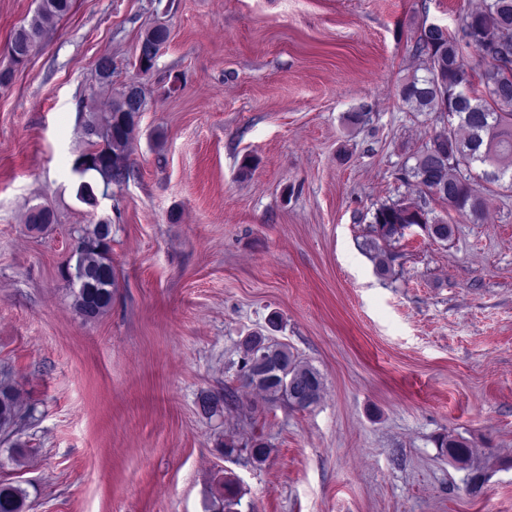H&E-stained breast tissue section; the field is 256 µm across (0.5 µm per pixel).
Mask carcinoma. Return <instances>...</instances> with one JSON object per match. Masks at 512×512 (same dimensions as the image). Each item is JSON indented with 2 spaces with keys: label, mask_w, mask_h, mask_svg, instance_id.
<instances>
[{
  "label": "carcinoma",
  "mask_w": 512,
  "mask_h": 512,
  "mask_svg": "<svg viewBox=\"0 0 512 512\" xmlns=\"http://www.w3.org/2000/svg\"><path fill=\"white\" fill-rule=\"evenodd\" d=\"M72 0H38L31 19L14 30L7 42L13 67L0 71L14 79L15 68L28 61L30 42L44 45L46 29L64 18ZM462 36H455L440 25L420 29L414 54L424 58L426 75L413 76L401 86L400 98L415 112H437L448 116V125L436 131L415 154L409 168L421 192L448 203L460 215L479 219L487 207L486 194L492 188L512 191V0H484V5L461 19ZM170 30L157 24L140 34L145 45L164 44ZM95 73L101 85L112 84V58L97 60ZM128 86L118 96L89 110L84 136L90 146L73 170L83 177L92 172L102 184V192L119 186L129 175V150L138 135L139 119L147 108L143 87H138L136 104L127 97ZM410 224L427 225L429 237L446 241L452 225L433 214L427 206L403 201L383 203L372 216V232L391 242L403 235ZM112 222L100 220L78 230L74 264L64 276L71 284L72 304L85 321L101 317L112 305L116 276L112 266ZM276 367V374L258 380V388L273 400L301 403L302 397L283 381L304 384L319 399L320 374L294 359L284 344L267 343L260 335L243 342L240 376L247 375L258 353ZM225 395L207 391L200 394V412L212 418L224 412ZM19 392L0 381V430L8 431L19 418ZM439 448L455 462L468 464L470 448L465 441L446 436ZM246 454L261 463L268 446L260 437L244 447L224 443V454ZM238 491L230 481H219L207 505L210 512H232L238 504ZM27 491L12 484H0V512H26Z\"/></svg>",
  "instance_id": "1"
}]
</instances>
